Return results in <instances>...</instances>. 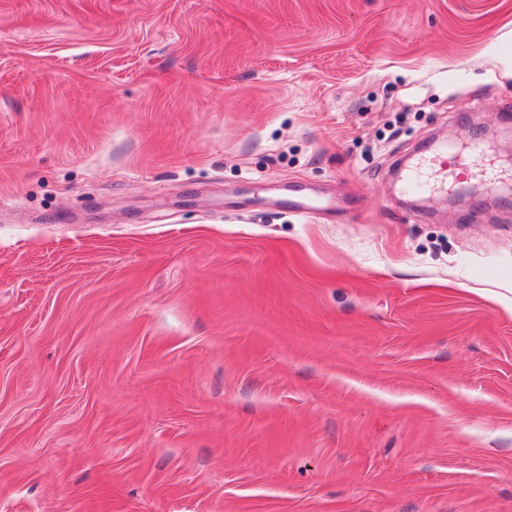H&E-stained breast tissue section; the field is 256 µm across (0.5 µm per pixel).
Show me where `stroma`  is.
I'll list each match as a JSON object with an SVG mask.
<instances>
[{"mask_svg": "<svg viewBox=\"0 0 512 512\" xmlns=\"http://www.w3.org/2000/svg\"><path fill=\"white\" fill-rule=\"evenodd\" d=\"M0 512H512V0H0ZM448 154V147L442 149L437 155L424 159L418 162L415 167L410 171L406 182L405 189L411 192L423 193L431 188V184L428 183L424 177L423 172L426 168L435 167L436 161H438L443 155Z\"/></svg>", "mask_w": 512, "mask_h": 512, "instance_id": "stroma-1", "label": "stroma"}]
</instances>
